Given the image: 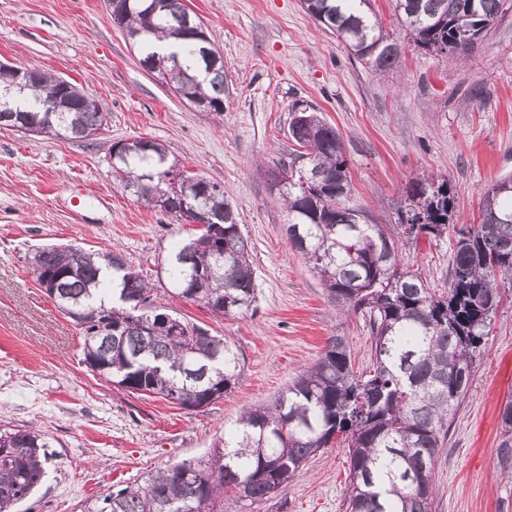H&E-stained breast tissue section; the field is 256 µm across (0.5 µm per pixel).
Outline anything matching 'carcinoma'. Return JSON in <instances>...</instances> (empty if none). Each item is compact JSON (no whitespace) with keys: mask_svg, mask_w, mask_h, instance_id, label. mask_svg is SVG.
Listing matches in <instances>:
<instances>
[{"mask_svg":"<svg viewBox=\"0 0 512 512\" xmlns=\"http://www.w3.org/2000/svg\"><path fill=\"white\" fill-rule=\"evenodd\" d=\"M187 0H103L141 59L163 62L188 103L224 111V59L197 37L199 17ZM408 43L431 54H462L512 9L509 0H394ZM305 11L341 39L351 55L381 74L405 43L386 31L370 0H303ZM170 39L166 52L156 40ZM0 68V125L28 135L89 140L101 129L99 104L76 84L36 70L16 83ZM58 103L61 111L46 107ZM310 123L288 122L296 149L270 171L288 212L285 235L316 274L328 302L368 318L372 369L354 370L344 336L273 399L245 410L224 439L200 460L171 464L143 483L87 501L81 512H224V496L262 502L288 484L307 460L338 441L348 449L347 512H433L432 471L448 434V416L465 395L489 327L512 291V192L496 182L481 193L480 222L458 226L448 179L405 186L398 224L386 228L345 204L350 192L341 134L316 109L297 102ZM181 169L160 143L138 138L119 148L112 174L151 209L179 221L191 209L208 227L175 251L168 275L173 294L221 317L247 313L255 302L248 238L224 187L192 174L180 194L157 203L163 179ZM455 234L448 288L436 292L402 269L396 240ZM33 273L59 310L80 327L83 362L113 386L158 395L186 410L207 407L231 391L238 358L224 337L182 321L179 334L153 303L154 288L121 253L47 246ZM40 430H0V512H14L42 483L49 456ZM497 463L512 478V396L499 414Z\"/></svg>","mask_w":512,"mask_h":512,"instance_id":"cac0c4a2","label":"carcinoma"}]
</instances>
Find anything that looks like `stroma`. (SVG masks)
<instances>
[{"instance_id": "obj_1", "label": "stroma", "mask_w": 512, "mask_h": 512, "mask_svg": "<svg viewBox=\"0 0 512 512\" xmlns=\"http://www.w3.org/2000/svg\"><path fill=\"white\" fill-rule=\"evenodd\" d=\"M224 58L221 113L202 112L140 63L102 0H0V62L75 80L105 113L88 141L45 140L0 127V429L36 426L52 448L34 512H80L107 490L207 454L245 409L269 401L347 338L356 370L372 365L362 315L343 316L290 246L288 213L268 179L287 157L289 111L304 101L341 134L348 206L378 224L397 221L407 182L445 177L461 223L477 221L483 189L512 177V12L461 55L406 47L376 74L313 19L301 0H189ZM143 137L220 183L251 247L256 311L214 316L173 298L167 262L189 235L112 176L110 147ZM83 199L74 208L71 197ZM118 249L157 290L155 303L224 337L239 358L224 399L186 410L115 388L83 362L82 338L28 261L37 248ZM453 236L400 243L404 268L448 286ZM512 395V295L504 296L469 387L448 420L433 472L435 512H512V479L496 464L500 406ZM346 448L320 449L288 484L258 504L224 512H345Z\"/></svg>"}]
</instances>
